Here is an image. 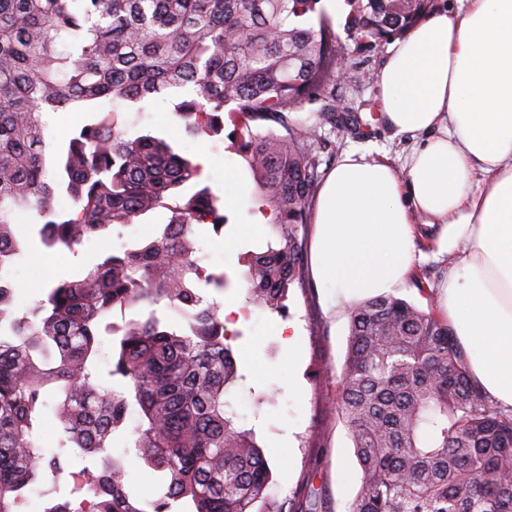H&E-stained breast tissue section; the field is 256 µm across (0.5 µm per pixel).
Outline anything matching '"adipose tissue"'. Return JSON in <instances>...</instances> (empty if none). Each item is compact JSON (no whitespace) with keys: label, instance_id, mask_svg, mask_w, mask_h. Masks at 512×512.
I'll use <instances>...</instances> for the list:
<instances>
[{"label":"adipose tissue","instance_id":"ef3b65f1","mask_svg":"<svg viewBox=\"0 0 512 512\" xmlns=\"http://www.w3.org/2000/svg\"><path fill=\"white\" fill-rule=\"evenodd\" d=\"M377 83L387 126L416 140L402 167L349 151L327 175L314 282L345 303L394 293L415 263L416 218L438 225V252L456 259L442 315L472 380L512 408V0L430 16L395 43Z\"/></svg>","mask_w":512,"mask_h":512}]
</instances>
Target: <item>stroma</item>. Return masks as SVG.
I'll use <instances>...</instances> for the list:
<instances>
[{
    "label": "stroma",
    "mask_w": 512,
    "mask_h": 512,
    "mask_svg": "<svg viewBox=\"0 0 512 512\" xmlns=\"http://www.w3.org/2000/svg\"><path fill=\"white\" fill-rule=\"evenodd\" d=\"M348 11L346 0H337L335 9L329 12L344 62L336 76V100L341 111L335 122L324 123L319 131V172L323 175L350 150L401 166L413 143L412 135L393 133L378 109L377 77L392 45H377L347 31L344 22ZM118 111L130 132L151 129L174 139L187 155L208 153V174L216 193L224 191L225 167L235 169V198L224 203L228 222L222 233H208L202 247L209 265L224 268L231 280L225 297L245 305L243 259L248 253L261 250L266 239L238 234L240 225L251 218V186L244 162L235 154L231 140L186 135L167 102L161 100L141 109L125 103ZM35 221L33 212L19 214L23 251L6 271L14 285L13 304L20 314L40 300L51 283L96 264L104 252L153 240L164 218L154 214L136 218L127 226H113L108 234L84 241L77 255L66 256L59 266L53 263L59 257L57 251L40 243ZM228 239L235 240L234 250H225ZM415 249L422 255L415 267L422 279H407L399 296L419 308H433L436 299L422 294L420 288H433L442 281L448 272V258L437 254L426 235L417 236ZM350 309L347 303L331 304L323 290L307 277L291 288L286 315L257 308L235 315V326L242 335L233 341L232 349L244 366L246 380L239 383L231 402L240 423L258 431L263 452L272 466L271 495L280 512L305 502L314 504L316 512H349L358 491L361 469L351 438L339 416L329 409L347 356ZM272 388L277 391L274 403L256 406L255 393ZM111 453L124 460L127 479L143 499L153 500L161 495L160 475L127 456L123 439L114 441Z\"/></svg>",
    "instance_id": "35a3bbf8"
}]
</instances>
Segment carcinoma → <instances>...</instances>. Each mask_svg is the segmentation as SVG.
<instances>
[{
    "label": "carcinoma",
    "instance_id": "cac0c4a2",
    "mask_svg": "<svg viewBox=\"0 0 512 512\" xmlns=\"http://www.w3.org/2000/svg\"><path fill=\"white\" fill-rule=\"evenodd\" d=\"M322 0H0V259L22 254L17 214L47 248L75 252L115 224L168 214L158 236L51 284L22 314L0 275V512H24L61 453L87 465L46 512H282L254 429L240 425L230 341L242 335L202 290L228 287L198 237L226 224L204 165L114 106L165 94L197 137L224 134L253 183L251 214L276 233L243 273L246 305L282 314L303 281L321 164L317 125L335 116L342 47ZM348 28L380 43L408 33L431 0H347ZM321 103L316 121L299 117ZM81 108L58 143L42 117ZM65 193L75 210L59 215ZM336 412L361 483L349 512H512V412L490 405L447 320L383 295L349 312ZM117 338L102 383L97 339ZM55 395L57 448L40 444ZM136 426L126 431L130 414ZM162 473L141 501L109 452L114 435ZM188 510H183V507Z\"/></svg>",
    "mask_w": 512,
    "mask_h": 512
}]
</instances>
